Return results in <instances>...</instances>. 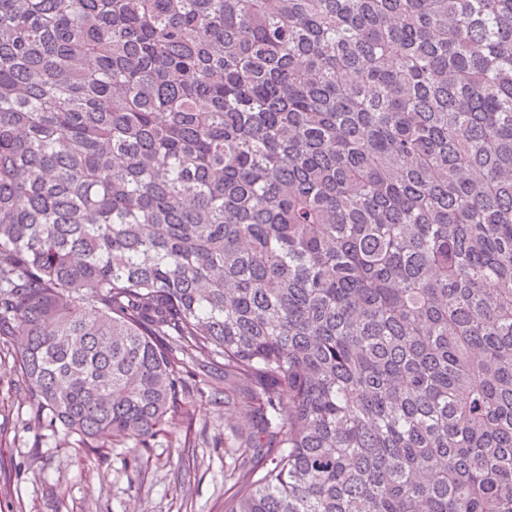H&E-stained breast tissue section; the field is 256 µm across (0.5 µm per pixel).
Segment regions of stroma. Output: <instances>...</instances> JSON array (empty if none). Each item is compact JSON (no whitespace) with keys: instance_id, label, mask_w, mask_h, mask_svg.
I'll return each mask as SVG.
<instances>
[{"instance_id":"1","label":"stroma","mask_w":512,"mask_h":512,"mask_svg":"<svg viewBox=\"0 0 512 512\" xmlns=\"http://www.w3.org/2000/svg\"><path fill=\"white\" fill-rule=\"evenodd\" d=\"M11 364L0 359V512H224L252 422L216 401L210 382L192 384V422L132 471L122 464L129 448L99 462L62 436L35 439Z\"/></svg>"}]
</instances>
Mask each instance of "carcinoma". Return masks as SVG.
Returning a JSON list of instances; mask_svg holds the SVG:
<instances>
[{"mask_svg": "<svg viewBox=\"0 0 512 512\" xmlns=\"http://www.w3.org/2000/svg\"><path fill=\"white\" fill-rule=\"evenodd\" d=\"M101 461L255 419L224 512H512V0H0V352Z\"/></svg>", "mask_w": 512, "mask_h": 512, "instance_id": "cac0c4a2", "label": "carcinoma"}]
</instances>
